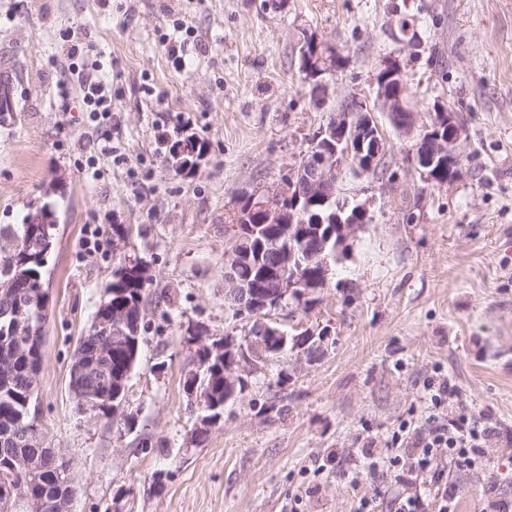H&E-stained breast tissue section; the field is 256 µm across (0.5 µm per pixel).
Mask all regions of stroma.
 <instances>
[{"label":"stroma","mask_w":512,"mask_h":512,"mask_svg":"<svg viewBox=\"0 0 512 512\" xmlns=\"http://www.w3.org/2000/svg\"><path fill=\"white\" fill-rule=\"evenodd\" d=\"M304 29L342 58L331 103L374 99L372 79L394 58L419 125L438 104L457 113L459 174L421 180L412 138L375 112L387 169L349 182L369 222L328 286L277 315L314 331L312 349L259 367L198 446L190 332L249 329L224 306L225 211L281 179L325 118L298 70ZM84 42L112 77L100 125L78 91L59 94L60 62ZM0 53L20 103L0 123V225L56 211L36 419L72 462L73 512H357L364 497L390 512L389 479L354 487L347 474L367 443L385 447L437 369L502 433L484 466L449 475L454 512L512 502V0H0ZM186 134L205 153L177 173L168 146ZM90 141L112 149L93 168ZM116 224L151 264L147 330L117 415L83 414L69 365L112 282Z\"/></svg>","instance_id":"obj_1"}]
</instances>
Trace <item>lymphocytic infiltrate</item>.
Returning a JSON list of instances; mask_svg holds the SVG:
<instances>
[{"label": "lymphocytic infiltrate", "mask_w": 512, "mask_h": 512, "mask_svg": "<svg viewBox=\"0 0 512 512\" xmlns=\"http://www.w3.org/2000/svg\"><path fill=\"white\" fill-rule=\"evenodd\" d=\"M93 51L90 44L69 47L61 66L63 83L79 90L94 119H107L112 114V84L101 76ZM455 394L448 377L425 381L420 397L423 425L402 421L387 450L362 449L369 472H382L393 480L395 512H420L415 492L419 485L440 489L437 512H450L451 500L444 493L449 471L471 469L475 457L498 439V428L486 414L449 410Z\"/></svg>", "instance_id": "f902f5d3"}]
</instances>
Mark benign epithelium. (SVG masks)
Masks as SVG:
<instances>
[{
  "label": "benign epithelium",
  "mask_w": 512,
  "mask_h": 512,
  "mask_svg": "<svg viewBox=\"0 0 512 512\" xmlns=\"http://www.w3.org/2000/svg\"><path fill=\"white\" fill-rule=\"evenodd\" d=\"M299 66L308 75L307 82L314 88V94L330 97V83L327 75L332 71L330 63L322 61L320 49L325 42L306 30H301ZM376 102L392 124L402 133L417 134L415 146L408 160L420 174L423 181L436 183L443 173L456 178L459 169L458 149L466 130L456 113L439 105L432 124L420 132L416 129V113L407 100L408 88L401 64L396 60L384 62L376 76ZM314 149L303 161L288 168L284 179L269 185L258 186L254 191L238 197L237 207H246L245 213L255 217L261 224L288 235L305 240L308 223L331 224L325 240L315 241L318 252H324L331 238H336V252H341L347 240L366 224L368 211L362 204L356 205L354 213L347 206H339L336 214L325 217L312 211V205L327 203L336 194V185L344 168L349 163L364 173L374 170L378 160L386 155L385 140L378 136L373 125L372 109L366 101L353 96L348 103L328 113L325 122L314 134ZM296 189L293 211L288 213L278 202L286 186ZM294 252L288 251L270 276L273 288H245L238 278L224 274V284L231 285L239 306L238 317L256 323L259 335L250 340L249 346L238 347L236 339L223 336L206 342L207 331L199 329L193 337L202 343L200 355L209 363L215 352H224V385L236 387L247 384V377L254 373L259 363L278 354L286 344V335L271 327L267 320L271 312L280 307L289 296L302 294V280L290 273ZM95 326L105 335L103 344L96 353H77L70 366V392L79 394V407L83 410L106 408L127 390L131 367L137 354V335L140 325L126 316L125 309L112 308L105 304L95 316ZM10 335H33V327L25 313L23 303H18L10 324ZM94 369L105 381V389L94 392L84 387L89 370ZM3 441L16 446L35 444L45 446L44 438L36 433L24 436L3 434ZM49 458L61 464L59 486L65 492L58 495L48 493L39 480L35 479L21 487H11L7 477L0 478V512H73L74 496L72 467L65 450L49 449ZM41 458L34 453L16 454L10 470L15 473L37 474L41 471Z\"/></svg>",
  "instance_id": "7a95c632"
}]
</instances>
